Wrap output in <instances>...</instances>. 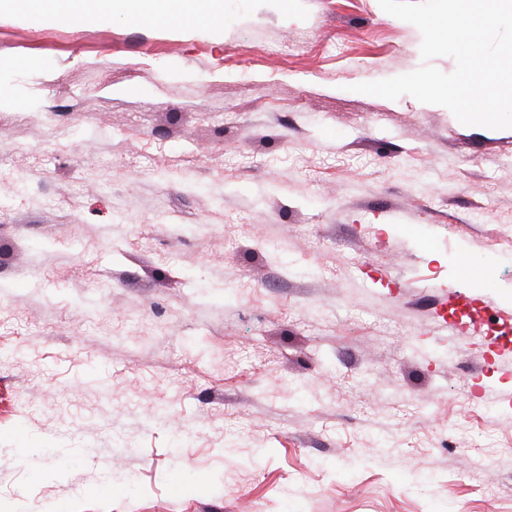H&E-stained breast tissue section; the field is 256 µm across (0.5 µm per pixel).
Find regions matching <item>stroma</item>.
Wrapping results in <instances>:
<instances>
[{"label": "stroma", "instance_id": "1", "mask_svg": "<svg viewBox=\"0 0 512 512\" xmlns=\"http://www.w3.org/2000/svg\"><path fill=\"white\" fill-rule=\"evenodd\" d=\"M140 11H0V501L512 512V128L354 92L378 0ZM180 3L182 7L176 25L186 28L207 24L213 14L224 8V2L220 0H183Z\"/></svg>", "mask_w": 512, "mask_h": 512}]
</instances>
